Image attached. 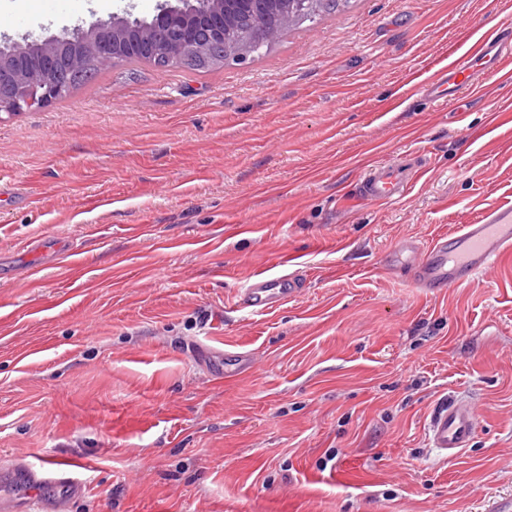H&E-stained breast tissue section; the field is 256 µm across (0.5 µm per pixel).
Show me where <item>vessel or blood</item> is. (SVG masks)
I'll return each mask as SVG.
<instances>
[{
    "label": "vessel or blood",
    "mask_w": 512,
    "mask_h": 512,
    "mask_svg": "<svg viewBox=\"0 0 512 512\" xmlns=\"http://www.w3.org/2000/svg\"><path fill=\"white\" fill-rule=\"evenodd\" d=\"M512 41L499 30H492L473 44L465 59L449 65L443 75L422 88L426 96H435L446 85L459 88L466 85L478 62L503 60ZM410 178L407 170L396 162H382L371 169L360 186V200L388 203L403 198ZM35 262L16 265L13 279H28L38 271L40 259L57 256L67 258V242L39 244L34 249ZM512 256V202L489 206L472 224H464L450 233L435 237L423 245L415 240L401 242L385 257L387 270H406L413 283L428 293L437 295L450 286H460L487 275L504 259ZM284 273L255 271L241 289L238 305L252 313H264L281 308L301 293L302 282L293 274L295 257L283 260ZM199 364L215 380L231 383L250 370V353L240 348L217 349L202 344L196 347ZM478 425L474 406L464 398L441 402L430 415L427 424L428 441L441 457L457 456L469 447ZM82 467L66 456L40 464L24 463L0 471V485L6 493L0 497V512H26L31 502H38L42 512H64L69 503L82 494L85 483Z\"/></svg>",
    "instance_id": "b4317fda"
}]
</instances>
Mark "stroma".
I'll return each mask as SVG.
<instances>
[{
    "mask_svg": "<svg viewBox=\"0 0 512 512\" xmlns=\"http://www.w3.org/2000/svg\"><path fill=\"white\" fill-rule=\"evenodd\" d=\"M162 0H0L5 37ZM504 0H350L270 50L192 71L102 70L45 108L0 112V468L91 464L66 512H490L512 494V261L428 296L389 274L512 201V65L439 100L421 84ZM423 176L357 203L368 166ZM82 263L9 281L25 240ZM298 258L302 294L236 306L257 268ZM236 345L254 368L217 383L188 350ZM475 438L428 446L443 398ZM477 425V412L467 399L445 400L436 406L427 424L430 448L443 458L455 457L470 446Z\"/></svg>",
    "mask_w": 512,
    "mask_h": 512,
    "instance_id": "35a3bbf8",
    "label": "stroma"
}]
</instances>
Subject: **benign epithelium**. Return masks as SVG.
<instances>
[{"label": "benign epithelium", "instance_id": "7a95c632", "mask_svg": "<svg viewBox=\"0 0 512 512\" xmlns=\"http://www.w3.org/2000/svg\"><path fill=\"white\" fill-rule=\"evenodd\" d=\"M132 21L141 24L140 36L153 45L150 60L154 63L178 65L198 49L197 29L191 16L184 6L168 3L149 19L126 10L66 28L59 35L31 37L22 43L1 39L0 68L9 66V72L19 73L23 80L11 94L0 93V112L19 114L50 104L69 84L63 79L60 66L67 47L75 49L73 56L88 55L103 68L121 62L123 41ZM205 25L216 35V45L224 47V8L220 0L210 2Z\"/></svg>", "mask_w": 512, "mask_h": 512}]
</instances>
